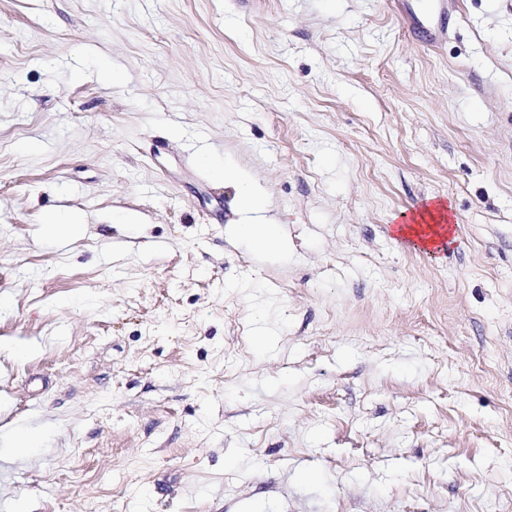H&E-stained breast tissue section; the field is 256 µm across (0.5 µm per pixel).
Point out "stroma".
Instances as JSON below:
<instances>
[{"label": "stroma", "mask_w": 512, "mask_h": 512, "mask_svg": "<svg viewBox=\"0 0 512 512\" xmlns=\"http://www.w3.org/2000/svg\"><path fill=\"white\" fill-rule=\"evenodd\" d=\"M406 1L0 0V512H512V0ZM440 2L436 5L435 12L428 18H420L409 6L406 5V11L412 20L414 30L420 35L422 41L427 45H435L440 36H442L449 28L452 22V15L445 0H437ZM429 220L426 219L425 215H420L419 218L413 220L412 223H403L398 225V232L411 240L416 238L417 240H413L414 243L418 244L422 243L425 247L428 246V243L431 242L434 237L440 233V230H443V220L444 216L439 212L440 220L437 221L435 214L433 211H427ZM419 241V242H418ZM240 231L253 239L260 247L267 249H284L285 244L281 241L278 233L274 232L271 224L246 222L241 224Z\"/></svg>", "instance_id": "1"}]
</instances>
